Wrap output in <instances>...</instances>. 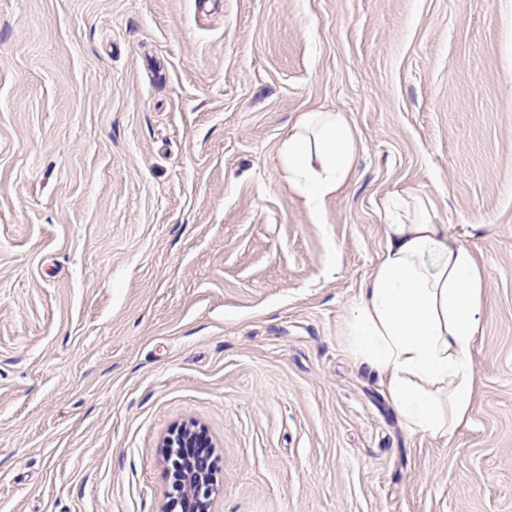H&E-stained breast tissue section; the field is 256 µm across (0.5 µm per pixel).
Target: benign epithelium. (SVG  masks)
Returning a JSON list of instances; mask_svg holds the SVG:
<instances>
[{"mask_svg":"<svg viewBox=\"0 0 512 512\" xmlns=\"http://www.w3.org/2000/svg\"><path fill=\"white\" fill-rule=\"evenodd\" d=\"M187 433L186 428L176 430L163 443L171 471L177 473L165 512H210L216 490L214 465L203 455L186 461L182 459V449L206 447L204 437L194 441L187 437Z\"/></svg>","mask_w":512,"mask_h":512,"instance_id":"7a95c632","label":"benign epithelium"}]
</instances>
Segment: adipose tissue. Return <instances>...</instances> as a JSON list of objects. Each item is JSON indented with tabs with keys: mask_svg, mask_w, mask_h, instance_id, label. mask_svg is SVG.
Listing matches in <instances>:
<instances>
[{
	"mask_svg": "<svg viewBox=\"0 0 512 512\" xmlns=\"http://www.w3.org/2000/svg\"><path fill=\"white\" fill-rule=\"evenodd\" d=\"M357 154L356 133L342 113L307 111L289 128L280 162L313 223H320L325 199L348 183ZM392 209L350 334L358 359L380 376L407 427L443 437L473 416L481 268L466 249L449 245L423 201L398 196Z\"/></svg>",
	"mask_w": 512,
	"mask_h": 512,
	"instance_id": "obj_1",
	"label": "adipose tissue"
}]
</instances>
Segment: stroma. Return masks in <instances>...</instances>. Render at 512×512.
Masks as SVG:
<instances>
[{
  "label": "stroma",
  "mask_w": 512,
  "mask_h": 512,
  "mask_svg": "<svg viewBox=\"0 0 512 512\" xmlns=\"http://www.w3.org/2000/svg\"><path fill=\"white\" fill-rule=\"evenodd\" d=\"M343 113L313 223L279 144ZM483 275L470 425L409 431L349 320L398 194ZM512 512V0H0V512ZM191 429L175 430L163 443L166 460L170 465L174 488L169 496L165 512H209L212 496L216 490V481L213 477L214 464L206 456L188 458L184 462L181 448L206 447V441L201 434L198 442L185 438Z\"/></svg>",
  "instance_id": "obj_1"
}]
</instances>
